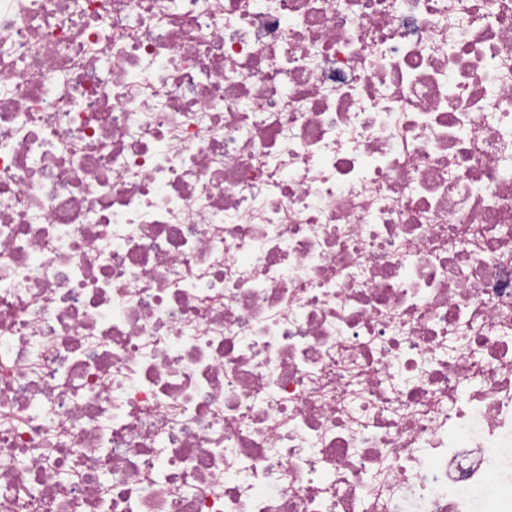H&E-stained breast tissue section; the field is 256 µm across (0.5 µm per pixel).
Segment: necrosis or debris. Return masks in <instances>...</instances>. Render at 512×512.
<instances>
[{"label":"necrosis or debris","mask_w":512,"mask_h":512,"mask_svg":"<svg viewBox=\"0 0 512 512\" xmlns=\"http://www.w3.org/2000/svg\"><path fill=\"white\" fill-rule=\"evenodd\" d=\"M0 512H512V0H0Z\"/></svg>","instance_id":"obj_1"}]
</instances>
